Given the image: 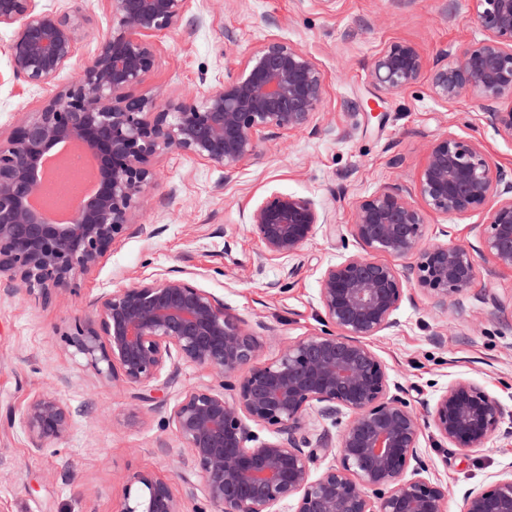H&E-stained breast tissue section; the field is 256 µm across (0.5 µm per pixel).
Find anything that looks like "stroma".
<instances>
[{"label": "stroma", "instance_id": "1", "mask_svg": "<svg viewBox=\"0 0 512 512\" xmlns=\"http://www.w3.org/2000/svg\"><path fill=\"white\" fill-rule=\"evenodd\" d=\"M45 10L69 9L83 18L69 69L47 86L14 77L0 28V140L9 139L73 78L101 34L112 24V0H39ZM471 0H192L197 25L154 37L155 65L134 95L181 100L236 71L245 52L279 38L309 52L326 80V95L306 129L266 140L257 160L232 174L173 148L151 160L155 181L133 230L118 238L77 290L48 302L22 288L0 287V512H116L127 476L148 470L187 497L186 473L170 452L181 443L168 424L182 391L211 386L207 369L177 362L169 383L121 386L102 378L74 355L67 336L94 314L104 293L164 274L186 278L212 293L250 323L271 327L264 359L321 327L319 278L355 253L348 225L356 201L387 183L412 186L428 144L445 134L480 143L492 162L512 174V142L498 136L473 101L443 105L427 83L379 97L367 66L386 43H416L427 61L449 46L482 39L472 22ZM235 43H227L225 32ZM312 198L325 214L294 263L266 260L248 223L252 204L269 192ZM485 215L428 218V243L477 245ZM295 275H288L290 265ZM398 327L373 341L415 407L431 404L453 380L486 387L505 408L502 430L480 451L464 456L433 429L418 454L430 477L448 487L449 512H460L465 494L512 471V276L479 260L471 288L435 309L412 290L396 313ZM54 389L76 411L69 434L42 454L28 450L19 418L36 394Z\"/></svg>", "mask_w": 512, "mask_h": 512}]
</instances>
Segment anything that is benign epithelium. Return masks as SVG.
I'll return each instance as SVG.
<instances>
[{
	"instance_id": "obj_1",
	"label": "benign epithelium",
	"mask_w": 512,
	"mask_h": 512,
	"mask_svg": "<svg viewBox=\"0 0 512 512\" xmlns=\"http://www.w3.org/2000/svg\"><path fill=\"white\" fill-rule=\"evenodd\" d=\"M190 0H114L112 26L74 79L41 111L0 141V274L44 301L74 290L124 233L154 181L152 157L162 148L233 173L259 156L271 135L309 126L323 103L325 78L315 58L269 38L251 47L241 68L190 100L133 96L155 64L151 37L185 20ZM477 43L427 66L407 40L385 44L368 78L381 96L423 81L451 104L466 96L512 140V0H472ZM15 27L8 46L13 75L48 85L71 66L83 23L38 9L36 0H0V26ZM61 146L92 152L97 192L74 208L67 224L33 211L28 199L44 158ZM486 213L476 249L424 243L431 214ZM263 256L300 255L325 215L309 197L273 191L249 214ZM350 235L358 251L319 279L323 329L261 360V334L212 293L184 278H147L104 294L93 318L75 325L69 346L100 377L127 386L158 381L180 360L214 372L218 386L186 389L170 420L185 449L182 467L197 474L188 496L197 512H447L448 488L426 476L417 454L434 428L462 455L501 430L505 410L484 386L458 378L417 410L393 394L387 366L370 340L397 326L406 292L423 290L434 306L470 288L475 255L512 273V180L474 141L444 135L431 142L413 187L384 185L358 200ZM406 261L403 268L395 264ZM247 373H242V370ZM340 426L337 461L317 477L311 463L332 452L329 431L311 439V411ZM74 410L56 395H39L21 424L41 453L64 439ZM276 434L261 441L251 424ZM116 512H185L170 485L147 471L128 476ZM462 512H512V472L468 491Z\"/></svg>"
}]
</instances>
